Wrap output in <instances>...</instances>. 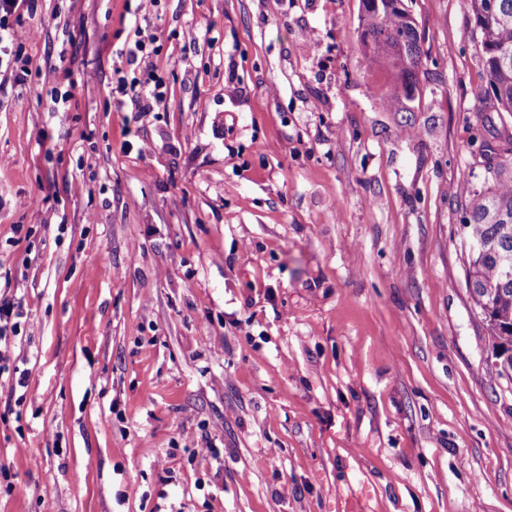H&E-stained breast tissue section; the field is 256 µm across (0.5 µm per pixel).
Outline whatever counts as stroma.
Here are the masks:
<instances>
[{"mask_svg":"<svg viewBox=\"0 0 512 512\" xmlns=\"http://www.w3.org/2000/svg\"><path fill=\"white\" fill-rule=\"evenodd\" d=\"M35 0L0 70V512H512V380L465 283L486 112L458 0ZM157 51L129 63L135 37ZM158 76L139 117L112 75ZM71 99L56 107L47 72ZM371 1L375 0H361L357 41L368 67L383 65L391 71L395 84L384 103L395 107L399 103L398 93L407 98L406 91L416 84L423 56L421 40L416 23L402 0H378V8L368 3ZM23 316L21 306L15 309L13 303L4 301L3 304L0 302V344L2 340H6L7 332L10 330L14 336L17 333V327L19 328V322H12L15 318Z\"/></svg>","mask_w":512,"mask_h":512,"instance_id":"1","label":"stroma"}]
</instances>
